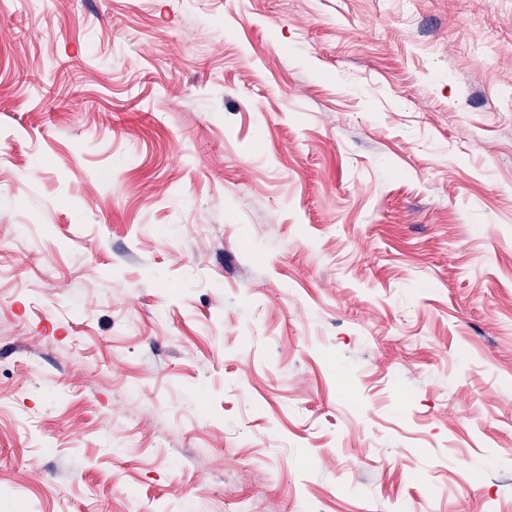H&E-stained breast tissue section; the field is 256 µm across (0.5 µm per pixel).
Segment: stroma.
<instances>
[{
    "label": "stroma",
    "mask_w": 512,
    "mask_h": 512,
    "mask_svg": "<svg viewBox=\"0 0 512 512\" xmlns=\"http://www.w3.org/2000/svg\"><path fill=\"white\" fill-rule=\"evenodd\" d=\"M512 512V0H0V512Z\"/></svg>",
    "instance_id": "1"
}]
</instances>
